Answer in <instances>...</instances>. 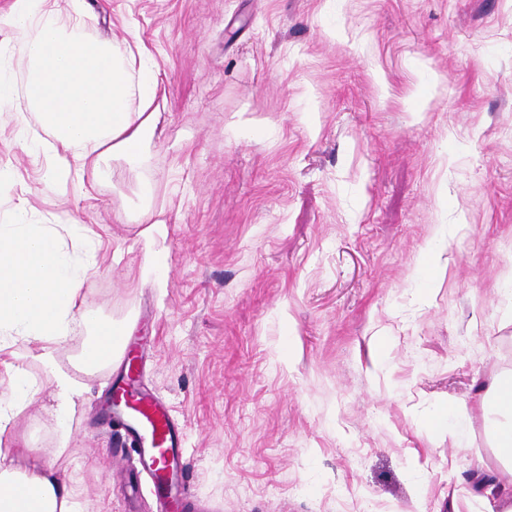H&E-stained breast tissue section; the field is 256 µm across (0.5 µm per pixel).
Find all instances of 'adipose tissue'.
Wrapping results in <instances>:
<instances>
[{"instance_id": "1", "label": "adipose tissue", "mask_w": 512, "mask_h": 512, "mask_svg": "<svg viewBox=\"0 0 512 512\" xmlns=\"http://www.w3.org/2000/svg\"><path fill=\"white\" fill-rule=\"evenodd\" d=\"M0 28L20 34L24 70L16 78L12 56L0 52V107L34 116L20 136L47 158V185L82 183L85 173H100L111 154L142 162L158 95L148 54L100 37L88 22L86 0H68L64 10L53 0H13L0 13ZM140 221L142 269L163 283L169 267L159 243L168 226L148 210ZM98 267V236L83 225L36 223L23 203L0 224V368L8 377L0 391V438L11 435L18 414L41 391L13 363L17 348H27L40 364L63 426L75 414L79 391L58 365L61 348L81 330V351L93 354L98 366L120 358L127 325L82 301L83 285ZM483 411L495 454L512 469V374L493 381ZM0 512H84V504L52 465L24 464L0 449Z\"/></svg>"}]
</instances>
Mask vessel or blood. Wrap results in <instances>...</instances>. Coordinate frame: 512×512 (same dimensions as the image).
Segmentation results:
<instances>
[{"mask_svg": "<svg viewBox=\"0 0 512 512\" xmlns=\"http://www.w3.org/2000/svg\"><path fill=\"white\" fill-rule=\"evenodd\" d=\"M125 347L124 369L112 381V396L129 404L148 435L149 445L141 449L140 455L145 470L152 477L155 496L161 499L166 512H189L191 502L184 460V433L159 398L138 390L139 358L132 352L133 342H126Z\"/></svg>", "mask_w": 512, "mask_h": 512, "instance_id": "obj_1", "label": "vessel or blood"}]
</instances>
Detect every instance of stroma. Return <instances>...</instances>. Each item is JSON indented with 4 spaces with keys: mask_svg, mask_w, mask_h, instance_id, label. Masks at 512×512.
<instances>
[{
    "mask_svg": "<svg viewBox=\"0 0 512 512\" xmlns=\"http://www.w3.org/2000/svg\"><path fill=\"white\" fill-rule=\"evenodd\" d=\"M97 32L152 56L143 164L80 188L0 113V221L76 219L104 241L85 305L149 336L142 383L185 433L208 512H496L508 475L481 404L512 372V0H87ZM169 227L141 276L140 183ZM81 386L66 452L45 376L16 418L86 512H158L118 365ZM472 410L460 438L434 417ZM124 449L120 464L109 450Z\"/></svg>",
    "mask_w": 512,
    "mask_h": 512,
    "instance_id": "35a3bbf8",
    "label": "stroma"
}]
</instances>
